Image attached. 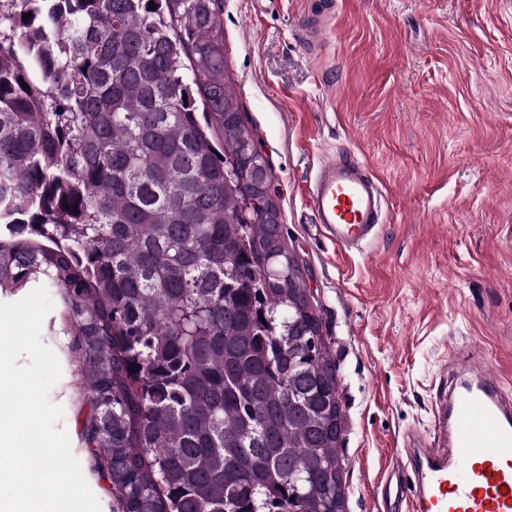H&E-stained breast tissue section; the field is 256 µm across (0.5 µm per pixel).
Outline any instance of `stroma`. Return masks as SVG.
Wrapping results in <instances>:
<instances>
[{"label":"stroma","instance_id":"1","mask_svg":"<svg viewBox=\"0 0 512 512\" xmlns=\"http://www.w3.org/2000/svg\"><path fill=\"white\" fill-rule=\"evenodd\" d=\"M327 7L314 38L303 18ZM224 60L338 370L344 512H387L408 445H444L449 362L489 364L512 395V0H224ZM339 151L385 196L359 250L324 239L308 210L309 181ZM47 294L40 339L61 366L48 400L100 512H120L85 439L79 337Z\"/></svg>","mask_w":512,"mask_h":512}]
</instances>
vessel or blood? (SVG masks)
<instances>
[{
  "label": "vessel or blood",
  "instance_id": "1",
  "mask_svg": "<svg viewBox=\"0 0 512 512\" xmlns=\"http://www.w3.org/2000/svg\"><path fill=\"white\" fill-rule=\"evenodd\" d=\"M309 208L323 237L349 248L367 243L384 220L385 198L369 166L351 154L321 163L307 188ZM451 385L439 429L443 448H412L405 468L411 485L388 492L405 499L408 512H512V404L495 372Z\"/></svg>",
  "mask_w": 512,
  "mask_h": 512
}]
</instances>
